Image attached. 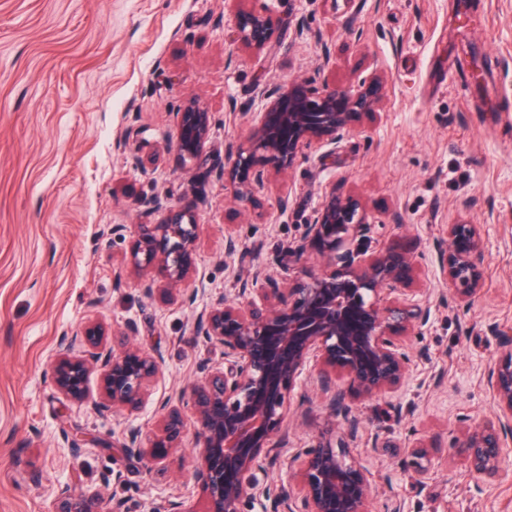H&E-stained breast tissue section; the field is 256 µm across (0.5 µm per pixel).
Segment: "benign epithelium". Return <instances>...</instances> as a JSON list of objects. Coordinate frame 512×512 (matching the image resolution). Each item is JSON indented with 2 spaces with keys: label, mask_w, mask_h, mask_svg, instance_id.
Here are the masks:
<instances>
[{
  "label": "benign epithelium",
  "mask_w": 512,
  "mask_h": 512,
  "mask_svg": "<svg viewBox=\"0 0 512 512\" xmlns=\"http://www.w3.org/2000/svg\"><path fill=\"white\" fill-rule=\"evenodd\" d=\"M276 26L264 12L238 14L239 47L264 49ZM386 88L385 77L372 72L341 93L315 94L302 81L288 86L269 84L262 90L265 104L250 113L249 145L235 151L228 164L209 170L218 178L238 180V197L249 200L253 187L264 186L267 167L288 168L298 152L313 142L338 145L356 123L377 114ZM177 149L185 160L201 157L210 130V115L195 102L175 113ZM160 214L152 224L136 225L131 264L160 277L159 291L173 300L193 272V245L198 224L193 211L152 201ZM367 217L350 195L330 191L308 225V242L292 251L299 259L307 243L320 240L326 258L339 264L332 275H314L299 288L270 275L255 274L246 303L217 304L199 313L198 333L224 347V368L204 371L191 388L199 425L198 447L206 512H240L250 483L246 474L260 454L278 457L288 441H271L282 419L288 392L306 362L319 355L325 368L318 384L328 396L331 423L341 428L300 463L301 504L288 495L273 496L276 512H367L372 487L365 471L347 458V440L357 435L360 420L349 396L372 398L394 391L405 378L409 356L404 338L423 327L429 310L415 299L417 267L409 252L382 251L367 258L355 243L367 230ZM483 241L477 227L465 221L448 225L443 269L456 293L472 299L482 286ZM103 332L89 326L64 339L69 353L53 366L57 389L66 397L102 411H134L143 406L162 358L127 346L122 353L103 345ZM506 353L496 358L487 381L499 410L497 422L463 433L451 447L465 449V462L483 477H505L501 456L512 436V336L502 337ZM100 372L101 388L94 398L89 375ZM161 435L147 450L131 439L126 450L143 458L157 448H177L185 422L179 408L165 405ZM56 512H91L74 497L72 488L55 492Z\"/></svg>",
  "instance_id": "benign-epithelium-1"
}]
</instances>
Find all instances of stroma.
I'll use <instances>...</instances> for the list:
<instances>
[{
	"instance_id": "stroma-1",
	"label": "stroma",
	"mask_w": 512,
	"mask_h": 512,
	"mask_svg": "<svg viewBox=\"0 0 512 512\" xmlns=\"http://www.w3.org/2000/svg\"><path fill=\"white\" fill-rule=\"evenodd\" d=\"M467 2L477 22L458 0H243L278 30L265 49L242 51L225 0H0V512H52L64 483L92 512H165L172 500L203 512L188 395L200 366L223 367L224 349L196 331V317L242 301L257 272L292 288L332 273L314 246L282 262L333 188L359 198L369 254L388 244L412 252L417 298L431 310L408 339L398 390L350 399L361 425L348 452L371 479L369 512H512V479L478 481L449 445L493 418L485 377L512 336V0ZM301 18L310 33L299 38ZM483 59L492 73L479 81L473 63ZM375 70L388 78L383 106L339 148L304 149L246 202L230 180L201 179L247 138L263 86L303 79L337 92ZM192 101L211 116L195 163L176 151L172 118ZM129 126L134 136L115 150ZM156 198L196 214L193 301L147 295L152 272L127 263ZM459 220L485 241L484 284L468 304L441 268V244ZM230 231L240 242L232 256ZM91 325L162 354L138 411L96 413L58 392L61 339ZM171 397L182 400L181 447L155 460L128 454L130 439L146 447L156 438ZM326 429L310 368L278 427L288 446L258 457L241 512H273L272 490L301 497L294 459L318 448Z\"/></svg>"
}]
</instances>
